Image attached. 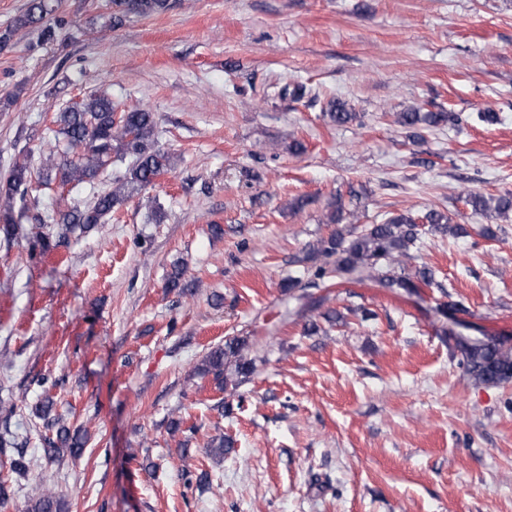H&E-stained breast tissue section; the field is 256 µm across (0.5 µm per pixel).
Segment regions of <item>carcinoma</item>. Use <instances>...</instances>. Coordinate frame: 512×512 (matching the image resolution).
I'll list each match as a JSON object with an SVG mask.
<instances>
[{
	"instance_id": "carcinoma-1",
	"label": "carcinoma",
	"mask_w": 512,
	"mask_h": 512,
	"mask_svg": "<svg viewBox=\"0 0 512 512\" xmlns=\"http://www.w3.org/2000/svg\"><path fill=\"white\" fill-rule=\"evenodd\" d=\"M110 8L109 22L118 25L130 15L162 13L170 8V3L169 0H111ZM58 9L57 0H28L23 12L15 18L14 29H37L40 41L52 42L66 25L65 18L57 14ZM328 115L338 126L359 117V113L351 111L340 99L331 102ZM469 120L470 117L457 112H424L420 107H413L399 113L397 122L406 129H418L460 127ZM50 125L52 137L48 143H64L67 157L59 159L54 150H44L40 171H34L26 162L16 161L0 178V207L5 221L0 232L6 241L11 240L16 231L12 216L14 205L20 204L18 216L22 218L29 210L28 202H38L33 192L50 184V178L44 176L46 170H57L63 187L76 188L83 184L89 187V202L82 206H60L48 216L64 234L85 233L106 223L112 212L133 193L154 185L160 175L171 170L169 154L158 146L155 115L144 107L128 106L112 100L109 95L92 93L56 112ZM114 156L120 161L127 159L129 163L108 188L100 189L96 180ZM465 203L476 215L494 214L506 218L512 213V193L509 192L498 195L473 192L465 197ZM464 233L463 225L454 223L447 213L436 209L421 217L402 212L378 224L338 228L306 252L304 261L314 267V280L308 282V286L320 288L334 276L362 273L368 281L416 294L420 288L435 285L432 270L419 267L412 273L397 275L395 266L412 258L411 251L425 235ZM448 336L461 350V365L469 380L482 385H500L512 380L511 347L493 337L465 339L451 328ZM248 348L246 338L228 336L224 344L210 349L200 372L213 376L216 387L232 395L254 371V360L248 357ZM84 445L79 432L73 433L61 425L56 430V438L48 440L43 449L44 459L49 463L58 461L62 448L77 457ZM233 448L231 439L219 436L211 440L208 452L222 458ZM27 512H65L64 501L54 490L43 486L39 496L30 501Z\"/></svg>"
}]
</instances>
